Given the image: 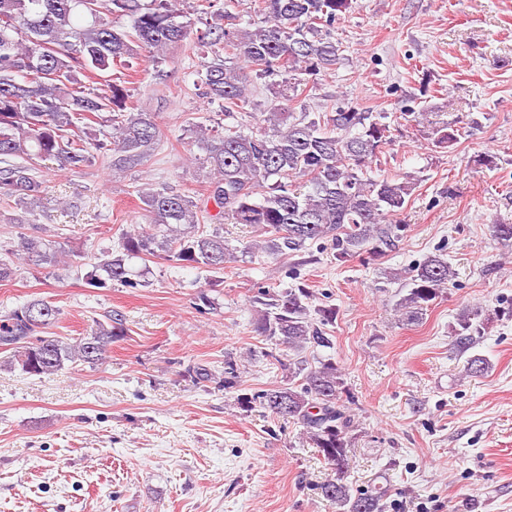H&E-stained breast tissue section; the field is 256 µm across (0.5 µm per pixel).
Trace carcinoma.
<instances>
[{
    "instance_id": "obj_1",
    "label": "carcinoma",
    "mask_w": 512,
    "mask_h": 512,
    "mask_svg": "<svg viewBox=\"0 0 512 512\" xmlns=\"http://www.w3.org/2000/svg\"><path fill=\"white\" fill-rule=\"evenodd\" d=\"M235 0H224V19L196 31L178 8L179 0H0V202L26 213L43 199L40 162L55 160L79 169L91 153L92 123L108 112L112 122V172L134 168L161 142L162 131L149 112H132L126 86L112 82L98 91L83 78L127 66L139 51L157 64L168 51L191 44L207 95L224 103L227 116L251 118L255 109L251 76L225 64L224 51L242 59L267 84L270 103L261 113L263 127L246 134L239 126L218 129L200 123L196 139L209 168L205 193L194 201L172 188L142 193L152 231L127 230L118 250L102 252L87 275L96 287H132L129 262L159 253L182 267L222 271L235 259L224 236L204 232L198 214L217 208L211 220L260 226L271 233L265 246L272 254L298 251L306 243L331 239L336 259L386 254L404 237L399 220L414 189L410 178L375 180L366 169L380 149L392 143L384 116L336 103L325 112L295 115L291 103L306 86L342 64V47L327 29L352 8V0H259L261 25L240 26ZM128 16L132 32L112 28L101 14ZM428 136L438 148L458 141L455 121L434 124ZM500 247L512 251V223L489 225ZM0 259V281L17 272L23 260L41 268L74 257L60 241L22 234ZM446 254L427 256L410 269L409 288L396 304L402 320L423 319L428 308L454 282ZM257 323L260 335L293 352L307 347L332 348L326 326L336 321L333 306L312 305L309 289L298 285L268 295ZM59 310L32 298L0 316V346L13 350L10 363L34 376H50L78 362L95 365L112 342L125 334L120 318L101 325L91 336H44ZM507 316L508 307L466 305L456 313L450 335L466 351L489 325ZM492 368L481 355L469 357L464 375L479 377ZM301 378L237 398L249 410L258 404L273 415L304 426L307 438L337 472L320 494L339 512H383L385 490L356 492L344 481L353 420L343 398L349 395L344 374L333 358L316 367L298 366Z\"/></svg>"
}]
</instances>
